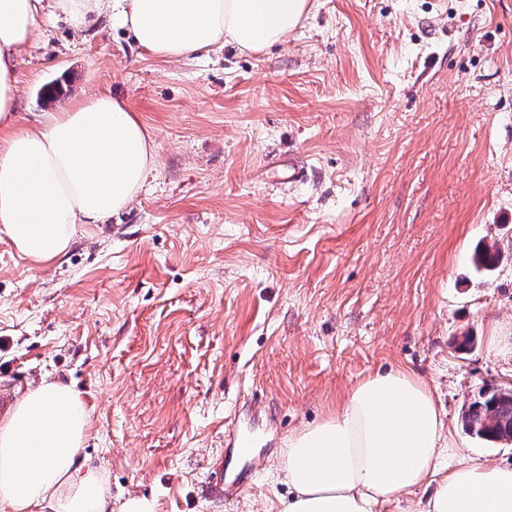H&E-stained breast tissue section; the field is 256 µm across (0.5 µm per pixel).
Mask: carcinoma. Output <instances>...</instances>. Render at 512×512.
Masks as SVG:
<instances>
[{"mask_svg":"<svg viewBox=\"0 0 512 512\" xmlns=\"http://www.w3.org/2000/svg\"><path fill=\"white\" fill-rule=\"evenodd\" d=\"M500 261L496 246L486 245L473 258L478 271H490ZM466 430L479 438L494 441L512 439V388L495 387L481 392L463 412Z\"/></svg>","mask_w":512,"mask_h":512,"instance_id":"cac0c4a2","label":"carcinoma"}]
</instances>
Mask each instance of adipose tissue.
<instances>
[{
	"instance_id": "obj_1",
	"label": "adipose tissue",
	"mask_w": 512,
	"mask_h": 512,
	"mask_svg": "<svg viewBox=\"0 0 512 512\" xmlns=\"http://www.w3.org/2000/svg\"><path fill=\"white\" fill-rule=\"evenodd\" d=\"M111 2L144 48L181 59L231 44L283 42L308 0H56L75 26ZM42 0H0V233L36 263L66 255L82 224L126 209L155 165L148 128L100 94L19 126L16 57L37 30ZM82 395L51 376L0 422V512H112ZM444 414L430 386L394 369L361 380L322 422L288 438L283 512H373L419 489L420 512H512V466L459 457L447 468Z\"/></svg>"
}]
</instances>
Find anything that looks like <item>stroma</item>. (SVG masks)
I'll list each match as a JSON object with an SVG mask.
<instances>
[{
  "label": "stroma",
  "instance_id": "1",
  "mask_svg": "<svg viewBox=\"0 0 512 512\" xmlns=\"http://www.w3.org/2000/svg\"><path fill=\"white\" fill-rule=\"evenodd\" d=\"M37 24L22 125L109 93L156 142L133 203L52 265L0 234V388L82 394L112 512H281L288 436L393 369L432 388L452 454L512 464L461 425L512 382V0H311L282 44L180 60L108 8ZM219 462L252 473L235 495Z\"/></svg>",
  "mask_w": 512,
  "mask_h": 512
}]
</instances>
